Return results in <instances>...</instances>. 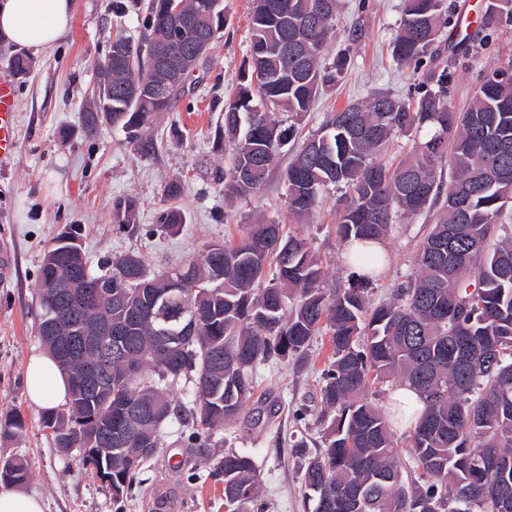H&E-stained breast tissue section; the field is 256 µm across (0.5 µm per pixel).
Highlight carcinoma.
Returning a JSON list of instances; mask_svg holds the SVG:
<instances>
[{
	"instance_id": "carcinoma-1",
	"label": "carcinoma",
	"mask_w": 512,
	"mask_h": 512,
	"mask_svg": "<svg viewBox=\"0 0 512 512\" xmlns=\"http://www.w3.org/2000/svg\"><path fill=\"white\" fill-rule=\"evenodd\" d=\"M149 0L139 38L119 31L122 54L97 63L99 81L112 83L110 122L142 145L154 118L168 112L184 84L166 83L157 99L135 95L138 85L165 83L183 70L181 54L156 68L150 46L172 42L171 17ZM319 0H252L251 40L240 82L224 99V122L215 137L231 153L224 197L262 190L283 149L296 137L274 111L297 116L332 91L347 70L336 54L326 65L338 0L296 28L285 17L311 14ZM193 33L217 39L224 30V0H183ZM512 20V0H487L476 27L460 32L447 0H403L400 29L390 43L398 65L424 67L418 96L401 100L380 92L330 112L318 131L290 155L283 172L288 210L310 217L330 186L346 189L336 216L350 272L331 294L320 288L325 272L307 239L281 224L256 222L183 262L195 283L180 284L171 270H155L133 253L105 273L91 269L82 245L56 238L43 253L37 300L38 336L70 383L69 402L46 412L42 425L58 448H81L85 468L112 469V495L123 500L139 467L162 448L161 432L173 418L191 421L190 447L204 453L210 431L239 417L254 395L258 366L302 359L315 337L332 348L322 374V446L304 472L303 512H512V62L482 76L470 106L448 103L451 54L485 49L499 24ZM294 48L306 59L307 80L294 75ZM267 81L253 85L255 69ZM32 69L18 52L8 62L15 79ZM421 133L397 165L383 152L398 135ZM448 179H443V173ZM135 200L115 205L117 223L134 234ZM432 215L415 271L392 299L368 306L366 294L382 274L385 257L366 248L384 242L399 216ZM158 222L176 234L185 215L163 208ZM200 320L187 329L190 312ZM124 337L112 353V388L139 413L125 429L120 417L91 392L81 373L98 360L83 350L89 336ZM135 364L138 374L127 375ZM396 379L420 393L424 408L397 437L390 420L368 398L372 386ZM183 392L187 405L170 393ZM17 410L0 416V439L22 432ZM414 460L405 474L398 447ZM224 474L227 512H251L258 478L253 458L230 448L214 473ZM27 461L0 460V483L24 486Z\"/></svg>"
}]
</instances>
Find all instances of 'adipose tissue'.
<instances>
[{"label":"adipose tissue","instance_id":"obj_1","mask_svg":"<svg viewBox=\"0 0 512 512\" xmlns=\"http://www.w3.org/2000/svg\"><path fill=\"white\" fill-rule=\"evenodd\" d=\"M73 0H0V35L28 48L54 45L69 29ZM30 402L48 411L66 404L68 379L52 355L33 353L26 371Z\"/></svg>","mask_w":512,"mask_h":512}]
</instances>
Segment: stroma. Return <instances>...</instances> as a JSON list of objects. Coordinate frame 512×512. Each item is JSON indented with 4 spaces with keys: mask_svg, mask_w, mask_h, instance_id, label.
I'll return each instance as SVG.
<instances>
[{
    "mask_svg": "<svg viewBox=\"0 0 512 512\" xmlns=\"http://www.w3.org/2000/svg\"><path fill=\"white\" fill-rule=\"evenodd\" d=\"M123 2L118 11L113 0H75L68 32L54 46L32 52L30 74L15 83L18 149L0 162V252L12 258L8 269H0V413L19 410L26 422L18 437L0 441V459H26L30 479L24 490L42 498L45 512H120L111 487L80 466L78 449L54 445L41 425V410L27 398L28 359L41 345L39 269L45 248L62 229H80L92 267L136 251L158 269L239 236L244 225L260 219L308 239L325 270V292H333L350 272L336 236L335 188L324 192L313 217L300 220L288 212L279 171L271 172L260 194L247 199L226 201L218 183L228 155L214 147V132L248 55L251 0H224L223 33L189 74L174 109L156 116L148 148L135 149L124 130L106 120L87 124L96 62L107 54L116 29L134 37L140 32L138 0ZM401 6L402 0H339L331 49L346 52L349 67L335 90L297 118L300 136L316 131L326 113L375 92L403 99L415 93L419 70L397 65L389 53ZM355 28L362 31L356 40L349 36ZM511 60L512 21H505L492 46L456 57L453 105L466 108L482 75ZM176 177L184 183L180 206L186 223L172 236L161 232L157 214L166 183ZM126 198L136 202L134 235L114 221L116 200ZM428 222L425 216L402 217L393 225L384 241L386 273L369 290L371 304L389 301L397 283L414 270ZM330 360V342L323 335L305 359L259 367L247 414L214 430L205 453L186 447L181 423H171L162 452L141 466L121 512H165L155 500L160 491L173 503L172 512H227L224 485L212 471L228 448L253 457L264 512H302L307 457L295 444L304 442L312 450L321 442L319 381Z\"/></svg>",
    "mask_w": 512,
    "mask_h": 512,
    "instance_id": "stroma-1",
    "label": "stroma"
}]
</instances>
